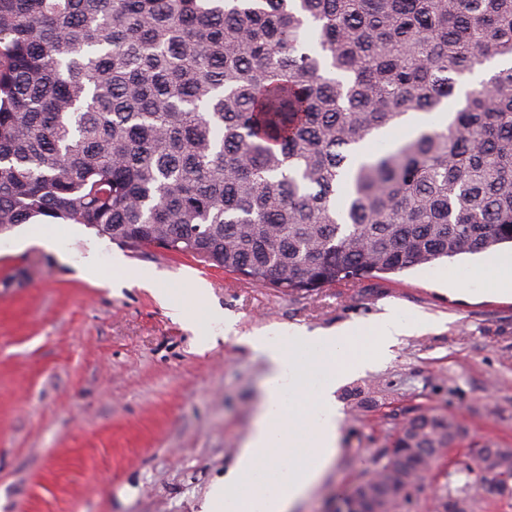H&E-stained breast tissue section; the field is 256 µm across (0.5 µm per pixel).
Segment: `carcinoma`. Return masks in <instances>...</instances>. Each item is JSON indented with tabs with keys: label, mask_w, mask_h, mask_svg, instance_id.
<instances>
[{
	"label": "carcinoma",
	"mask_w": 512,
	"mask_h": 512,
	"mask_svg": "<svg viewBox=\"0 0 512 512\" xmlns=\"http://www.w3.org/2000/svg\"><path fill=\"white\" fill-rule=\"evenodd\" d=\"M36 217L285 291L512 244V0H0V233ZM459 435L414 416L353 493L397 512ZM474 447L440 512L512 498ZM473 492L480 501L478 512H500V508L510 502V499L501 498L487 483L477 484Z\"/></svg>",
	"instance_id": "carcinoma-1"
}]
</instances>
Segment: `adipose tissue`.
I'll use <instances>...</instances> for the list:
<instances>
[{
    "mask_svg": "<svg viewBox=\"0 0 512 512\" xmlns=\"http://www.w3.org/2000/svg\"><path fill=\"white\" fill-rule=\"evenodd\" d=\"M482 283L512 294V255L484 260L453 289ZM420 316L387 307L374 324H347L328 335L305 328L268 329L247 337L266 363L252 430L203 512H293L337 459L342 414L334 392L347 377L380 366L418 329ZM370 334L372 349L353 353L354 337Z\"/></svg>",
    "mask_w": 512,
    "mask_h": 512,
    "instance_id": "1",
    "label": "adipose tissue"
}]
</instances>
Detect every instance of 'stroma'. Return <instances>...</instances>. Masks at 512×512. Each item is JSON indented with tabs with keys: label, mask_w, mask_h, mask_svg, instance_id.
Here are the masks:
<instances>
[{
	"label": "stroma",
	"mask_w": 512,
	"mask_h": 512,
	"mask_svg": "<svg viewBox=\"0 0 512 512\" xmlns=\"http://www.w3.org/2000/svg\"><path fill=\"white\" fill-rule=\"evenodd\" d=\"M70 229L48 219L0 235V512H201L261 394L266 365L244 336L288 325L318 336L373 323L390 305L426 324L383 367L337 389L340 453L297 512H336L421 411L452 417L463 434L399 512H437L449 471L474 465L472 443L512 448V295L436 280L479 255L285 293L109 241L86 279L79 266L97 236ZM27 233L49 246L19 249ZM197 281L207 307L187 324L171 309Z\"/></svg>",
	"instance_id": "stroma-1"
}]
</instances>
